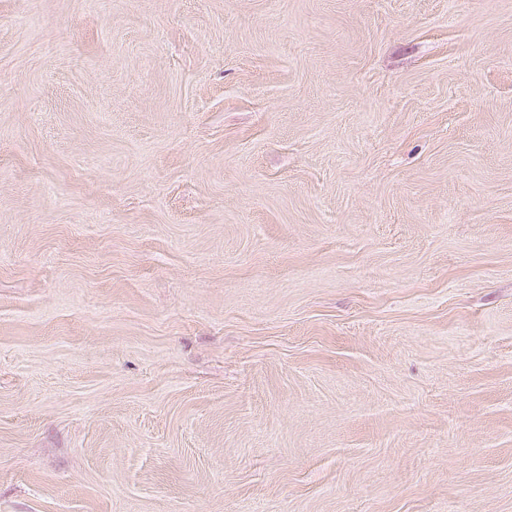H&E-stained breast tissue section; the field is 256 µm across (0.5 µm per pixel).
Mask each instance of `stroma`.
I'll use <instances>...</instances> for the list:
<instances>
[{
	"instance_id": "stroma-1",
	"label": "stroma",
	"mask_w": 512,
	"mask_h": 512,
	"mask_svg": "<svg viewBox=\"0 0 512 512\" xmlns=\"http://www.w3.org/2000/svg\"><path fill=\"white\" fill-rule=\"evenodd\" d=\"M0 512H512V0H0Z\"/></svg>"
}]
</instances>
